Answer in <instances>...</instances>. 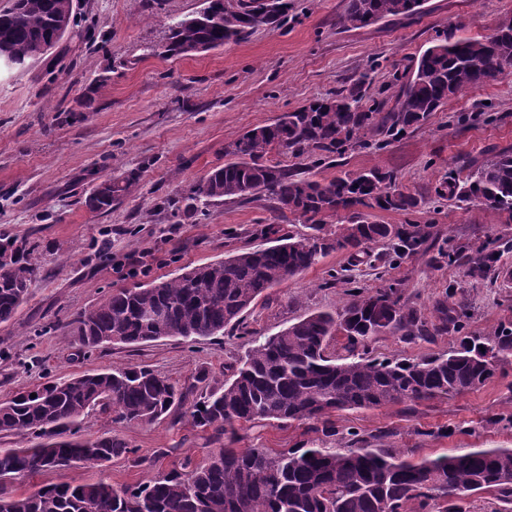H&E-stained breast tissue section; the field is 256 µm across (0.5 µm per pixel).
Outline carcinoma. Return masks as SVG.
<instances>
[{
	"mask_svg": "<svg viewBox=\"0 0 512 512\" xmlns=\"http://www.w3.org/2000/svg\"><path fill=\"white\" fill-rule=\"evenodd\" d=\"M225 0L206 7L171 28L166 52L187 54L197 47L218 48L244 39L261 26H274L289 8L273 15L224 18ZM422 0H349L342 23L369 26L388 17L417 12ZM70 0H13L0 12V57L23 67L61 39L70 24ZM512 63V26L495 27L480 39L448 36L427 47L402 83L394 105L362 104V84L304 105L274 124L253 128L225 151L234 160L213 169L194 185L191 201L246 199L265 194L277 209L298 216L313 230L297 236L276 224L260 229L269 247L250 248L221 261L191 268L180 276L122 289L70 325L82 346L97 348L116 340L132 345L161 338L194 340L224 334L265 297L267 290L317 264L332 252L361 258L376 242L391 245L396 256L429 247L424 224H381L370 210L412 212L418 200L379 168L345 172L327 182L300 178L268 159L284 150L296 158L326 160L365 148L369 139L389 143L418 128L448 99L504 77ZM134 181L133 175L109 180L85 199L92 211L112 208ZM439 194L458 202H479L495 215L512 219V152L504 150L448 177ZM350 213L347 223L327 228V218ZM497 240L438 251L448 264L463 263L474 280L498 271ZM35 244L27 239L0 242V323L11 320L26 301L35 278ZM446 299L436 304L437 322H426L397 288L366 291L355 287L334 311L304 316L272 336H253L230 378L187 393L150 369L134 366L83 374L20 393L0 403V435L24 432L28 448H0V480L83 463L102 467L131 453L110 438H83L78 418L92 409L115 423L150 422L188 407L197 428L224 433L256 423L317 421L327 448H221L191 469H173L138 486H118L102 477L94 483L45 485L30 493L0 492V512H470L472 496L491 493L512 505V448H472L463 454L412 461L397 448H379L382 434L345 435L330 421L340 410L373 409L452 398L484 385L512 368V327L484 336H466V307ZM163 308L164 318L144 314ZM389 333L425 339L437 333L460 335L456 348L415 358L372 357L369 343ZM346 339L348 355L327 353L330 340Z\"/></svg>",
	"mask_w": 512,
	"mask_h": 512,
	"instance_id": "cac0c4a2",
	"label": "carcinoma"
}]
</instances>
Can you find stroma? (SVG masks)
<instances>
[{
	"label": "stroma",
	"mask_w": 512,
	"mask_h": 512,
	"mask_svg": "<svg viewBox=\"0 0 512 512\" xmlns=\"http://www.w3.org/2000/svg\"><path fill=\"white\" fill-rule=\"evenodd\" d=\"M203 0H79L69 32L21 69H0V238L36 242L37 276L12 320L0 323V402L18 391L101 369L147 367L182 388L199 371L228 378L249 333L274 335L303 316L335 308L354 287L402 289L427 319L448 287L469 312L466 333L481 336L512 324V280L474 281L465 265L437 261L439 249L500 238L512 219L477 203L439 197L449 174L512 149V75L469 89L433 112L419 128L381 146L355 149L313 165L281 156L299 176L327 181L341 172L378 167L396 174L419 200L409 214L376 211L383 224H427L432 248L396 257L372 245V262L333 252L301 275L270 289L240 327L195 341L164 338L137 345L83 348L70 326L80 313L119 289L173 278L182 269L258 246L257 228L282 225L297 235L307 224L278 213L261 195L211 201L186 212L190 188L226 160L225 146L244 132L336 90L361 83L365 99L393 100L397 78L435 40L486 36L512 0H424L421 13L346 29L348 0H290L276 27L200 54L164 57L171 24L196 14ZM135 173L136 181L106 211L84 200L103 180ZM142 258L146 271L122 268ZM457 335L408 341L383 335L373 356L408 358L456 347ZM512 369L465 394L415 405L339 411L337 429L387 432L386 447L414 457L472 448H512ZM86 437H112L130 452L104 467L74 465L5 480L12 493L67 482L136 486L158 473L204 463L216 448L308 447L314 424H264L237 435L194 427L178 411L152 423L118 424L90 411L78 420Z\"/></svg>",
	"instance_id": "obj_1"
}]
</instances>
